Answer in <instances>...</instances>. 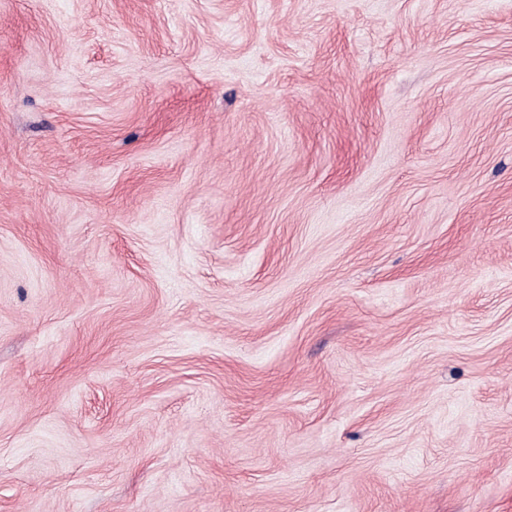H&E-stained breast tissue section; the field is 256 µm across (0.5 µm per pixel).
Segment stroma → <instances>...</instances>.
Wrapping results in <instances>:
<instances>
[{"label": "stroma", "instance_id": "1", "mask_svg": "<svg viewBox=\"0 0 512 512\" xmlns=\"http://www.w3.org/2000/svg\"><path fill=\"white\" fill-rule=\"evenodd\" d=\"M0 512H512V0H0Z\"/></svg>", "mask_w": 512, "mask_h": 512}]
</instances>
